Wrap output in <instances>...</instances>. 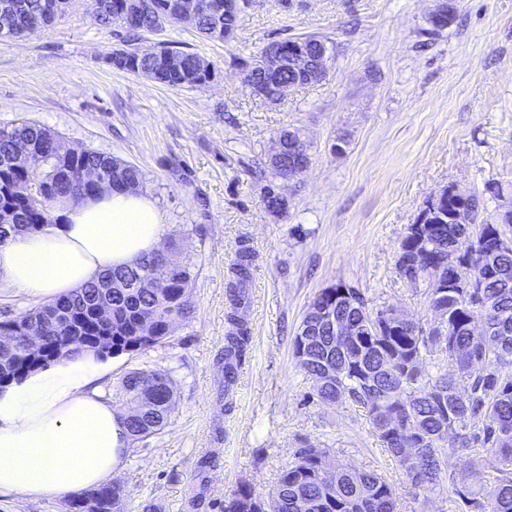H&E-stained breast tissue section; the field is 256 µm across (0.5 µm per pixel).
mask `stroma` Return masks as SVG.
Returning <instances> with one entry per match:
<instances>
[{
    "mask_svg": "<svg viewBox=\"0 0 512 512\" xmlns=\"http://www.w3.org/2000/svg\"><path fill=\"white\" fill-rule=\"evenodd\" d=\"M451 2L455 19L436 36L426 29L439 0H253L228 43L181 25L139 33L138 48L166 43L212 63L215 78L197 88L112 69L116 29L94 21L91 0L27 38L0 36V127L36 122L67 147L137 164L169 228L163 245L195 266L193 318L148 353L113 356L102 386L112 395L146 365L174 380L169 425L130 444L112 478L123 512H223L242 482L267 496L304 446L403 485L365 409L318 400L293 337L338 284L430 325L424 285L396 266L410 224L447 187L477 197L481 224L512 205V0ZM307 35L327 41L323 79L277 104L253 94L237 60ZM289 128L305 133L311 162L282 183L288 210L275 215L263 191ZM245 246L250 340L228 390V283Z\"/></svg>",
    "mask_w": 512,
    "mask_h": 512,
    "instance_id": "stroma-1",
    "label": "stroma"
}]
</instances>
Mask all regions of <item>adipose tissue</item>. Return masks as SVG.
I'll return each mask as SVG.
<instances>
[{
	"instance_id": "1",
	"label": "adipose tissue",
	"mask_w": 512,
	"mask_h": 512,
	"mask_svg": "<svg viewBox=\"0 0 512 512\" xmlns=\"http://www.w3.org/2000/svg\"><path fill=\"white\" fill-rule=\"evenodd\" d=\"M56 224L0 247V280L43 301L155 251L166 231L148 191L108 189L57 204ZM108 364L84 353L0 386V496L36 503L103 484L129 446L100 392Z\"/></svg>"
}]
</instances>
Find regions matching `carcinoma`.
Wrapping results in <instances>:
<instances>
[{
    "label": "carcinoma",
    "instance_id": "1",
    "mask_svg": "<svg viewBox=\"0 0 512 512\" xmlns=\"http://www.w3.org/2000/svg\"><path fill=\"white\" fill-rule=\"evenodd\" d=\"M171 0H93L94 20L117 26L129 35L149 31L156 20L167 17ZM214 13L201 18L196 31L210 40H225L224 27L235 30L239 21L224 18V0H213ZM2 5H18L10 36L21 38L63 15L68 0H10ZM126 48L111 53L113 68L132 74L155 73V82L180 88L198 87L214 78V68L201 67L199 56L181 51L178 70L164 68L165 54L147 56L137 52L128 40ZM31 146L38 155L40 171L30 168L28 155L19 145ZM90 171L102 173L115 190H135L143 180L142 170L126 163L112 171V156L94 151L76 152L66 148L60 137L36 123L22 122L0 128V211H13L15 223L0 226V245L19 234L38 232L54 223V208L66 198L94 197L97 184L84 178ZM32 183L34 192L20 195L14 186ZM275 184L265 187L263 198L268 211L278 214L288 203L274 195ZM447 218H434L426 226L432 254L448 255L460 250L466 265L429 271L427 266L411 267L410 257L419 249L421 235L408 228L403 238L397 266L413 284L429 283L433 275L449 280L463 275L470 288L448 290L445 297L425 288L428 306L443 305L447 320L440 326H408L391 335L381 313L368 309L357 288L349 287L343 313L359 336L346 337V349H336V334L324 325H308L305 312L293 340V354L300 369L314 382L321 401L351 400L362 405L373 430L405 475V487L413 497L448 490L467 512H512V252L498 257L495 267L483 263L485 239L492 233L506 234L512 219L498 224H477V199L461 193L458 207ZM250 254L240 256L230 283L234 312L224 349V379L232 384L249 341L244 317L239 315L245 300ZM166 269V279L155 288H135L133 283L151 277L158 265ZM194 279V265L176 252H152L121 267L107 270L85 287L0 321V331L17 336V345L0 352V378H21L42 367L25 349L23 326L36 323L42 331L47 355L67 359L85 351H96L99 338L112 337V354L145 353L165 343L175 328L194 313L188 288ZM88 305L108 308L102 318L90 319ZM336 306V289L325 288L310 304L313 309ZM71 310L73 322L60 319L57 309ZM475 317L484 319L493 332L471 336L467 325ZM150 336H141L143 328ZM443 354L447 365L432 361ZM481 363L482 370H473ZM346 365L342 385L320 383L327 364ZM368 374L379 376L387 389L377 402L368 395L364 381ZM122 404L139 407L138 414L125 411L129 438L143 442L160 434L168 425L176 397L169 372L137 368L116 385ZM482 421L473 431L475 420ZM448 429L447 444L438 436ZM430 435L433 441L421 445V459L408 464L399 455L398 443L410 433ZM325 452L300 448L295 461L280 475L267 500L256 497L250 485L238 486L224 503V512H302V503H314L310 512H395L398 491L374 472L338 465L323 467ZM481 471L485 484L475 488L469 473ZM63 512H122L120 488L104 485L69 497Z\"/></svg>",
    "mask_w": 512,
    "mask_h": 512
}]
</instances>
